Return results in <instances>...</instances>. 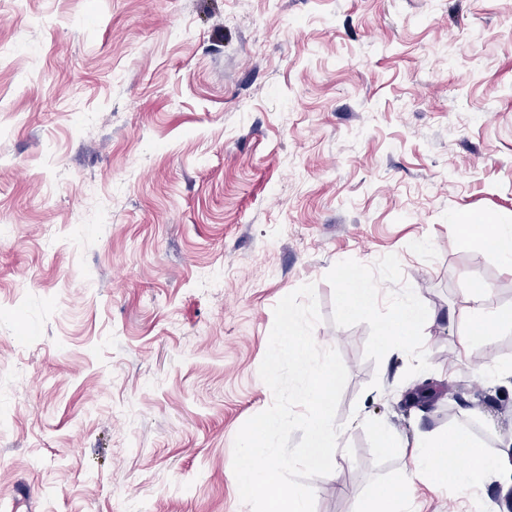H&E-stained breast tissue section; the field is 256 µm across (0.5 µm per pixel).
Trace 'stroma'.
<instances>
[{
  "label": "stroma",
  "mask_w": 512,
  "mask_h": 512,
  "mask_svg": "<svg viewBox=\"0 0 512 512\" xmlns=\"http://www.w3.org/2000/svg\"><path fill=\"white\" fill-rule=\"evenodd\" d=\"M482 219L512 224V0H0V512H251L234 439L306 283L348 372L315 512H373L419 433L511 447L512 331L461 343L470 282L512 309ZM372 288L366 286L352 288L349 286L344 289L343 304L348 313L357 314L366 307L370 301ZM422 320L420 308L411 297H407L400 302L397 319L384 328L382 337L389 344L403 346Z\"/></svg>",
  "instance_id": "stroma-1"
}]
</instances>
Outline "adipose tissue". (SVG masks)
<instances>
[{
  "label": "adipose tissue",
  "mask_w": 512,
  "mask_h": 512,
  "mask_svg": "<svg viewBox=\"0 0 512 512\" xmlns=\"http://www.w3.org/2000/svg\"><path fill=\"white\" fill-rule=\"evenodd\" d=\"M487 288L480 283L470 289V316L463 332V342L487 339L501 328L512 329V309H503L494 316L484 313ZM413 476L430 477L436 484L448 483L469 490L497 483L503 489L512 488V454L484 451L483 445L466 431L455 428L448 433L422 435L410 446Z\"/></svg>",
  "instance_id": "1"
}]
</instances>
